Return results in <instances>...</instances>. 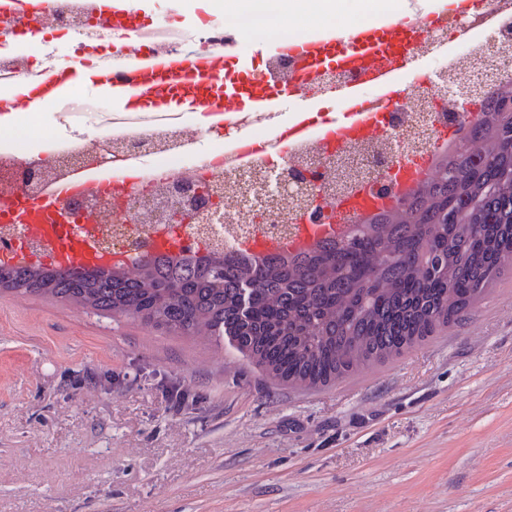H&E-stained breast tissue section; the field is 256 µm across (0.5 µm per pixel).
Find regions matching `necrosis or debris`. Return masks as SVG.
I'll use <instances>...</instances> for the list:
<instances>
[{"label":"necrosis or debris","instance_id":"4bbe7bcc","mask_svg":"<svg viewBox=\"0 0 512 512\" xmlns=\"http://www.w3.org/2000/svg\"><path fill=\"white\" fill-rule=\"evenodd\" d=\"M487 13L496 22L476 42L457 46L448 61L438 68L425 65L420 70L414 68V61L424 64L425 60L437 56L442 47L454 44L459 29L478 27ZM185 23L191 24L203 49L236 48L248 38L270 44L302 43L308 38L307 33L298 29L296 21H289L284 27L275 25L264 0H242L239 8L220 25L199 9L192 19L175 13L167 25L157 27L135 9L122 39L114 36L111 19L99 13L95 0H48L47 10L34 19L0 16V30L11 31L16 36L13 52H0V85L17 87L42 65L51 63L53 57L47 54L46 48L61 38L70 43L76 56L83 54L87 44H97L98 54L104 61L125 55L130 42L137 44L143 53L158 45L169 54H179L178 31ZM407 47V56L392 53L386 60L397 68L403 88L401 102L394 111L400 118L398 129L408 146L406 158L411 161L435 145L440 130L456 126V114L480 106L484 91L512 82V0H472L466 8L446 6L424 13L421 28L410 36ZM265 68L277 72L289 84H304L307 93L319 98L337 87L330 69L306 75L302 64L289 55L270 57ZM91 118L100 131L94 140L85 139L80 133V117L59 113L58 121L65 126V133L53 129L35 132L36 153L29 157L17 156L1 140L0 193L20 194L34 202L49 183L88 167L112 173L111 183L100 194L111 199L117 208L123 206L134 188L143 190L145 198L155 200L169 199L179 190L216 189L222 194L223 223H212L210 212L204 210L196 223L182 224L177 229L181 239L203 252L220 245L237 253L243 242L262 233L284 240L294 233L297 225L306 223L307 211L300 196L277 197L264 223H256V212L267 200L261 188L273 173L311 161L327 147L361 161L382 157L384 153L383 134L364 133L332 143L320 135L299 144L282 145L277 154L271 155L265 148L274 140L276 127L272 121L261 118L249 128L256 152L251 162H223L224 148L232 135L221 128L215 132L214 149L198 157L188 168L183 164L184 155L199 132L194 116L112 112L101 108ZM38 163L45 170L37 179L36 191H21L13 171H24ZM165 230L162 224L131 221L102 223L94 227L93 233L108 250H121L135 257L152 254L153 239Z\"/></svg>","mask_w":512,"mask_h":512}]
</instances>
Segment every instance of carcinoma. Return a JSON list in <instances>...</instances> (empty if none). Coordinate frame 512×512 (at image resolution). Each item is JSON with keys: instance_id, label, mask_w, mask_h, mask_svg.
Instances as JSON below:
<instances>
[{"instance_id": "1", "label": "carcinoma", "mask_w": 512, "mask_h": 512, "mask_svg": "<svg viewBox=\"0 0 512 512\" xmlns=\"http://www.w3.org/2000/svg\"><path fill=\"white\" fill-rule=\"evenodd\" d=\"M469 142L499 137L484 159L444 161L442 179L356 225L343 240L254 258L174 249L112 275H64L53 265L0 263V289L43 293L185 336H228L273 378L309 388L413 348L461 320L512 265V131L501 93L486 91ZM251 305L239 308L241 288Z\"/></svg>"}]
</instances>
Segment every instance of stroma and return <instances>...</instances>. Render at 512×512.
I'll return each instance as SVG.
<instances>
[{
	"mask_svg": "<svg viewBox=\"0 0 512 512\" xmlns=\"http://www.w3.org/2000/svg\"><path fill=\"white\" fill-rule=\"evenodd\" d=\"M0 512H512V267L335 384L0 290Z\"/></svg>",
	"mask_w": 512,
	"mask_h": 512,
	"instance_id": "stroma-1",
	"label": "stroma"
}]
</instances>
